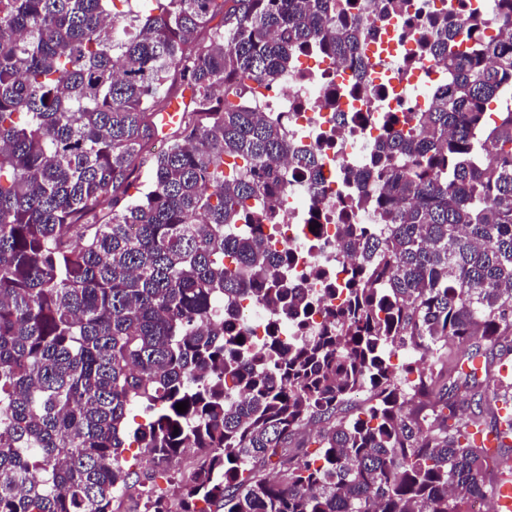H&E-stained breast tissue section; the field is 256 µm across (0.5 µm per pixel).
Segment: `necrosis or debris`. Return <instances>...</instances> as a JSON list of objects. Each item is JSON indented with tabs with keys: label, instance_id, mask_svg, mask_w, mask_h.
<instances>
[{
	"label": "necrosis or debris",
	"instance_id": "4bbe7bcc",
	"mask_svg": "<svg viewBox=\"0 0 512 512\" xmlns=\"http://www.w3.org/2000/svg\"><path fill=\"white\" fill-rule=\"evenodd\" d=\"M375 3L354 2L353 12L366 26L364 69L303 48L281 82L255 100L257 111L281 116L292 148L314 153L318 162L320 192H312L308 173L289 172L279 220L288 282L314 296L342 282L350 266L338 244V225L375 221L372 210H351L346 202L378 191L373 183L356 184L354 176L373 166L382 116L423 111L430 95L448 84L445 64L421 46L440 0H410L403 16L378 11Z\"/></svg>",
	"mask_w": 512,
	"mask_h": 512
}]
</instances>
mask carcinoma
Masks as SVG:
<instances>
[{"instance_id":"carcinoma-1","label":"carcinoma","mask_w":512,"mask_h":512,"mask_svg":"<svg viewBox=\"0 0 512 512\" xmlns=\"http://www.w3.org/2000/svg\"><path fill=\"white\" fill-rule=\"evenodd\" d=\"M154 2L0 0V512H116L128 491L143 512H469L512 448V109L488 113L512 89V0L458 23L444 0L425 46L454 77L355 176L377 223L338 225L357 260L335 303L288 286L285 165L316 161L254 98L310 44L360 63L351 0ZM245 300L274 313L264 335L224 323ZM309 426L317 460L292 449ZM130 437L191 457L173 495L126 467Z\"/></svg>"}]
</instances>
